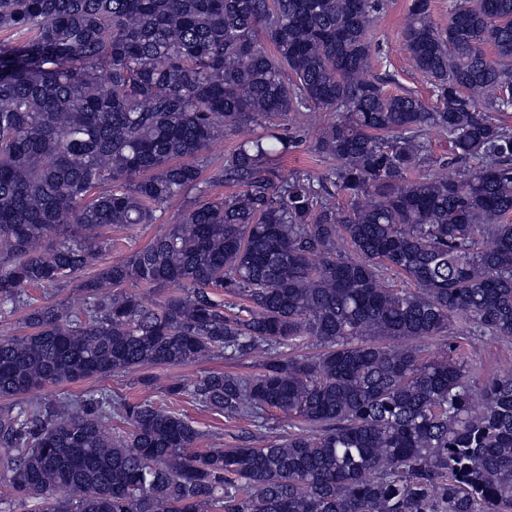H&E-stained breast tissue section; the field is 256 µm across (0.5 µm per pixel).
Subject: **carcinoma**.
Masks as SVG:
<instances>
[{"instance_id":"obj_1","label":"carcinoma","mask_w":512,"mask_h":512,"mask_svg":"<svg viewBox=\"0 0 512 512\" xmlns=\"http://www.w3.org/2000/svg\"><path fill=\"white\" fill-rule=\"evenodd\" d=\"M383 2L0 0V29L34 33L0 47V314L29 329L0 337V512H512V371L477 386L466 351L512 343V0H455L444 29L411 0L434 108L371 73ZM306 112L336 113L329 183L280 172L299 141L276 120ZM430 130L455 173L428 170ZM177 199L82 305L31 302L94 265L96 229ZM217 355L259 371L164 391L253 422L232 448L105 388L28 401ZM274 411L288 435L261 433ZM237 138L234 136L224 137V142L215 145L207 154L209 155V167L204 171L203 177H210L216 169L224 164V158L227 157L235 148Z\"/></svg>"}]
</instances>
